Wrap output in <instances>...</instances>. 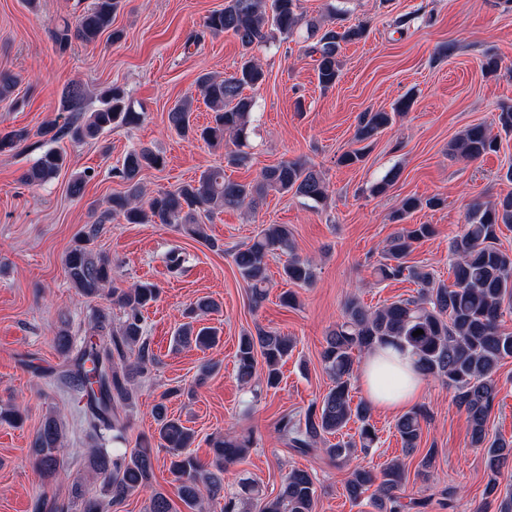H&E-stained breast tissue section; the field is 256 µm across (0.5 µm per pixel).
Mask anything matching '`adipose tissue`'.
Instances as JSON below:
<instances>
[{
    "label": "adipose tissue",
    "mask_w": 512,
    "mask_h": 512,
    "mask_svg": "<svg viewBox=\"0 0 512 512\" xmlns=\"http://www.w3.org/2000/svg\"><path fill=\"white\" fill-rule=\"evenodd\" d=\"M360 379L373 404L390 411L405 407L424 386L413 361L391 348L367 354L360 367Z\"/></svg>",
    "instance_id": "1"
}]
</instances>
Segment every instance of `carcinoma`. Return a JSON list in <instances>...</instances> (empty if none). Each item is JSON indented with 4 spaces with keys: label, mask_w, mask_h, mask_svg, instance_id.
Instances as JSON below:
<instances>
[{
    "label": "carcinoma",
    "mask_w": 512,
    "mask_h": 512,
    "mask_svg": "<svg viewBox=\"0 0 512 512\" xmlns=\"http://www.w3.org/2000/svg\"><path fill=\"white\" fill-rule=\"evenodd\" d=\"M121 0H92L77 15L75 23L67 20L55 26L52 40L58 52H66L75 41L94 44L108 31L114 40L121 37L112 29V19ZM299 0H224V8L212 12L204 27L211 33H230L247 51L236 71L222 78L205 73L198 79L204 103L212 112L209 125L198 128L190 123L194 98L179 100L168 113L170 127L181 136L199 138L212 147L224 144V135L237 141L247 136L255 102L246 89L260 87L266 75L248 52L261 45L269 33L290 34L301 22ZM311 36L316 38L312 53L317 55L316 72L319 84L333 86L340 74L338 59L341 44L361 37L364 29L349 27L339 31L320 23H309ZM19 78L0 72V105L12 109L18 106L13 98ZM87 91L80 83L65 90L64 103L70 112L85 111ZM411 100L403 98L390 112H363L359 116L354 140L360 147L343 153L339 163L354 166L362 163L368 148L395 117L406 112ZM143 118L135 110L126 91L118 86L100 94L99 105L79 122L64 127L48 125L41 129L44 143L51 144L66 135L73 142L95 139L112 127H134ZM30 139L25 128L0 131V153L12 152ZM500 135L476 124L466 128L454 139L448 151L469 160H477L496 152ZM66 166V155L53 147L41 151L24 172L22 181L39 188L54 179ZM165 166L163 154L151 147L140 146L126 152L113 175L125 190L109 197L107 207L96 223L85 230L65 255L68 280L83 297L100 295L112 284V260L94 251L92 242L97 225L116 217L128 224H165L193 238L201 239L216 250L223 246L204 231L203 218L212 217L226 208H255L271 193L288 194L319 204L328 197L329 186L320 171L297 160H282L261 170L248 182L225 177L224 168H210L198 179L174 190H159L146 202H141L144 190L141 174ZM444 203L438 195L427 198L406 196L392 213L399 228L387 239L381 259L374 267L378 281L410 280L418 286L416 294L371 308L353 297L343 307V320L325 338L321 352L323 369L331 387L321 398L307 407L287 413L277 420L275 431L286 446L306 455L320 451L332 462L343 465L356 453L367 454L377 436L371 419V407L365 401L352 404L353 380L359 366V355L376 348H394L408 352L418 371L452 392V402L467 416L470 440L484 449L487 482L484 501L476 512H488L491 498L499 487L501 469L512 458V440L490 438L488 421L499 393L496 374L501 363L512 358V332L501 329L504 311L512 308V253L501 248L498 232L512 226V193L493 202L470 206L466 224L453 237L450 246L453 283L435 280L425 266L410 265L407 258L414 244L434 234L430 224H409L407 219L416 211L437 208ZM292 229L286 224H263L256 236L231 253L232 262L249 287L251 306L259 308L268 295L269 256L287 255L281 275L289 283L307 286L316 279V264L311 258L294 253ZM112 302L123 310V321L112 327L110 312H94L93 334L80 348H74L69 331L58 330L54 337L57 350L65 356L71 369L72 385L85 400L86 430L98 437L112 434L122 438L125 425L117 413L120 405L128 406L133 399L132 382L149 372L156 363L150 343L144 336L143 310L155 302L159 288L144 282L131 288H113ZM219 310L209 298L190 304L178 326L179 342L191 340L201 348H211L219 340L218 329L199 325L200 317ZM423 334L415 337L413 332ZM295 341L277 330L255 326L241 334L235 362L237 378L246 386L253 381L266 389H275L282 380L281 367L293 352ZM181 393L171 388L161 394L152 407L157 424L156 441L145 439L135 448H114L108 453L93 449L91 466L102 478V495L91 497L76 486L72 499L59 500L41 495L35 512H69L79 501L81 512H102L104 505L119 507L137 491H151L147 512H171L166 495L153 488L155 462L163 452L169 461V472L178 482V494L188 512H242V499L259 494L255 485L244 479L241 493L224 494V471L246 458L254 445L253 434L228 432L208 440L213 448L209 467L188 448L195 443L194 431L179 417L168 412L167 401ZM360 422L358 439L338 438L349 422ZM427 412L416 407L402 414L395 423L402 447L412 453L420 447ZM336 441H331V438ZM61 428L57 419L48 417L32 441L35 466L44 479L59 477ZM405 465L393 460L378 470L355 466L345 482V493L355 505L366 503L375 512H409L424 506L422 501H405L403 486ZM318 489L311 474L303 469L290 470L281 480L277 495L265 501L260 512H315Z\"/></svg>",
    "instance_id": "cac0c4a2"
}]
</instances>
